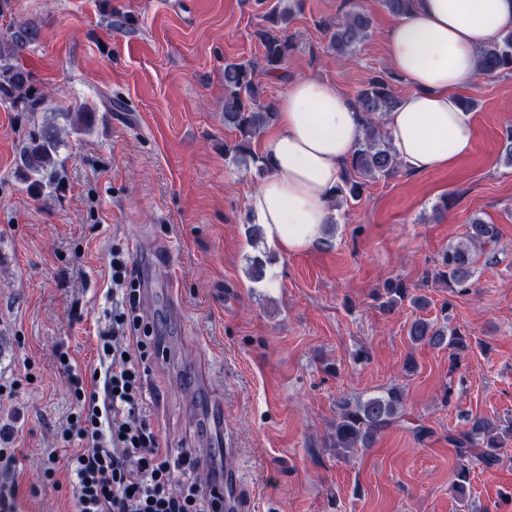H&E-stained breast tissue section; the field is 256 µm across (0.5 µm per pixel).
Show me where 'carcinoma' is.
<instances>
[{
    "instance_id": "carcinoma-1",
    "label": "carcinoma",
    "mask_w": 512,
    "mask_h": 512,
    "mask_svg": "<svg viewBox=\"0 0 512 512\" xmlns=\"http://www.w3.org/2000/svg\"><path fill=\"white\" fill-rule=\"evenodd\" d=\"M393 15H409L415 0H381ZM290 12L273 5L267 14L272 27L258 32L262 47L261 61L224 62V125L234 128L238 140L224 144V156L233 160L250 158L257 176H263V157L252 150V139L274 119L273 106L263 103V87L255 79L257 66L265 72L288 76V60L295 42L275 33V26L288 22ZM369 17L362 11L348 12L339 23H325L329 36V51L342 55L356 48L368 37ZM35 30L22 26L0 32V100L8 102L18 112L45 111L47 97L34 87L31 72L20 62L22 52L36 39ZM478 71L489 77L512 73V29L507 30L496 43L480 51ZM393 77L375 76L359 90L355 101L365 115V131L352 152L342 184L336 189L334 207L340 208L359 201L367 181L388 179L400 172L401 162L384 130L386 114L396 108L400 97L392 85ZM95 121V112L82 110L72 119V129L86 132ZM62 129L44 122L29 130L19 150L18 170L28 189L40 194L52 187L60 168L58 149L62 142ZM497 236L496 227L480 218L467 224L465 238L444 251L431 278L446 285L456 294H467L473 288L474 266L480 257L491 263L495 255L486 252ZM269 257L258 255L248 258L246 274L258 283L265 278ZM418 287L408 284L400 276L385 280L380 310L386 314L404 303L417 309L428 305L427 297L416 293ZM409 341L428 344L435 348H448L457 359L469 349V336L460 328L448 325V317L438 319L416 317L406 327ZM401 427L410 430L419 440L430 434L425 425L411 422L406 417V396L399 387H391L379 395L366 399H342L337 403L336 422L333 424V447L340 454H349L359 448H369L384 431ZM512 442V420H490L480 415H468L459 430L448 431V444L454 448L457 459L452 486L464 492L470 482L471 466L479 462L486 468L501 461L500 449Z\"/></svg>"
}]
</instances>
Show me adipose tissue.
<instances>
[{"mask_svg":"<svg viewBox=\"0 0 512 512\" xmlns=\"http://www.w3.org/2000/svg\"><path fill=\"white\" fill-rule=\"evenodd\" d=\"M510 28L512 0H417L391 27L390 59L408 90L385 129L406 171L447 168L470 154L473 117L458 92L475 75L479 50ZM274 109L263 131L266 173L247 200V221L285 253L321 239L365 120L353 97L315 76L291 82Z\"/></svg>","mask_w":512,"mask_h":512,"instance_id":"1","label":"adipose tissue"}]
</instances>
